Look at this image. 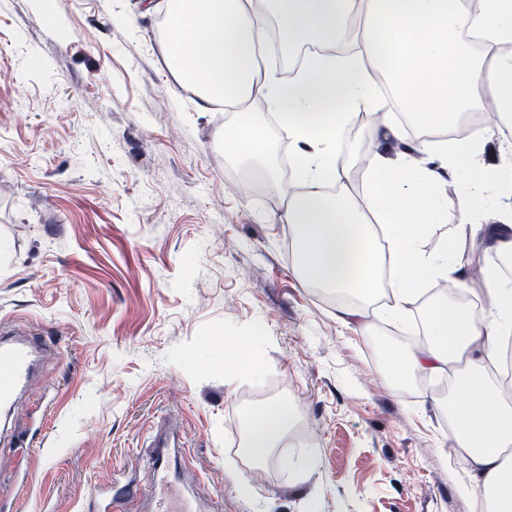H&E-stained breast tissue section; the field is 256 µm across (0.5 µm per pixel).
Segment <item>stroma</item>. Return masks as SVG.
I'll list each match as a JSON object with an SVG mask.
<instances>
[{
  "mask_svg": "<svg viewBox=\"0 0 512 512\" xmlns=\"http://www.w3.org/2000/svg\"><path fill=\"white\" fill-rule=\"evenodd\" d=\"M145 0H0V325L49 337L29 393L0 440V501L18 512H81L115 473L147 496L142 461L177 423L192 467L182 491L201 512H475L466 464L443 420L439 380L394 386L382 346H422L436 282L408 299L404 323L382 305L343 319L303 283L278 217L298 146L270 128L277 183L224 155L234 117L202 111L166 66ZM366 115L336 145L351 163L389 150ZM457 205L464 180L454 176ZM454 278L482 300L473 219L451 225ZM369 323L361 331V323ZM262 329L256 370L224 376V344ZM57 402L35 418L34 395ZM288 399L297 420L256 467L242 416ZM32 451L17 460L16 436Z\"/></svg>",
  "mask_w": 512,
  "mask_h": 512,
  "instance_id": "obj_1",
  "label": "stroma"
}]
</instances>
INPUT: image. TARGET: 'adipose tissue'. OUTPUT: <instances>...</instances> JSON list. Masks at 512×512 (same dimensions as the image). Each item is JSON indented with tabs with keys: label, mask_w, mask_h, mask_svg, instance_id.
Returning <instances> with one entry per match:
<instances>
[{
	"label": "adipose tissue",
	"mask_w": 512,
	"mask_h": 512,
	"mask_svg": "<svg viewBox=\"0 0 512 512\" xmlns=\"http://www.w3.org/2000/svg\"><path fill=\"white\" fill-rule=\"evenodd\" d=\"M168 30L165 53L177 82L191 86L200 108L235 113L223 138L242 161L267 162L268 130L248 103L263 100L301 143L291 160L299 190L289 193L287 224L301 280L367 304L391 298L399 316L424 278L447 279L451 251L427 252L420 241L433 225L449 223L443 169L469 178L460 205L473 216L498 194L512 195V164L476 168L483 136L432 140L417 151L435 153V165L389 164L375 152L362 159L366 182L356 199L336 157L358 112L376 111L384 134L400 137L391 119L400 108L419 127L447 128L470 112L493 106L512 124V0H161ZM277 30L284 51L316 47L298 75L284 81L268 67V33ZM478 246L498 257L481 268L480 312L448 303L439 289L425 313L429 336L422 350L390 348L387 376L404 382L464 366L453 403L454 442L468 465L482 512H512V391L488 371L502 341L512 336V212L481 225ZM290 401L250 413L245 447L271 459L294 419Z\"/></svg>",
	"instance_id": "ef3b65f1"
}]
</instances>
